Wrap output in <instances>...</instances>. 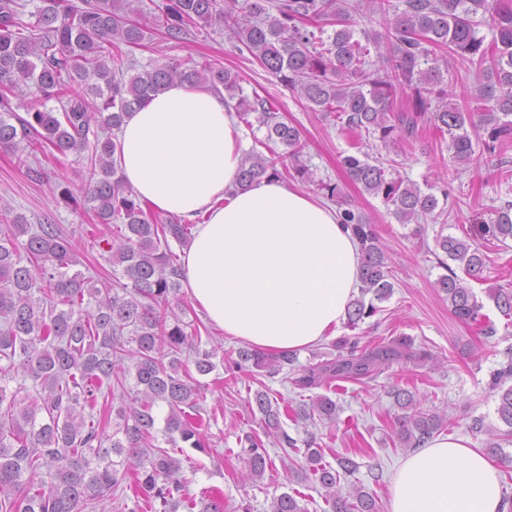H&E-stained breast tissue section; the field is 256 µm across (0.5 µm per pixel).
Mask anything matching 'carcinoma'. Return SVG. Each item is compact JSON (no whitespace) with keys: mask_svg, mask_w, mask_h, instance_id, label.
Listing matches in <instances>:
<instances>
[{"mask_svg":"<svg viewBox=\"0 0 512 512\" xmlns=\"http://www.w3.org/2000/svg\"><path fill=\"white\" fill-rule=\"evenodd\" d=\"M26 6V0H0V147L21 151L19 162L35 175L39 170L31 162L49 151L87 159L84 204L107 229L92 236V247L122 274L75 269L79 261L57 224H29L19 215L0 224V512H97L132 464L148 508L158 502L170 512L188 499L187 481L180 460L152 443L154 407L168 408L171 447L205 451L193 374L208 375L216 364L214 352L201 348L199 328L169 316L183 278L169 239L186 242L190 225L148 217L118 174L115 130L125 114L170 85L224 91L241 121L251 125L248 117L256 113L266 128L259 145L268 154L246 153L239 183L281 180L287 161L292 177L311 176L301 160L299 129L282 121L269 100L243 95L237 75L210 62L139 68L132 49L146 48L150 27L181 40L201 22L217 25L311 111L337 117L359 140L387 148L399 133L413 137L428 124L449 136L453 158L465 165L477 148L512 137V0H163L149 13L137 0H40L29 23L21 19ZM362 7L383 23L380 31L362 29L359 40L354 14ZM479 16L489 17L496 31L489 43L479 35ZM327 26L333 34L325 38ZM451 64L485 65L476 71L473 90L482 111L465 113L448 102L443 70ZM75 85L83 94L71 92ZM404 89L411 97L396 112L394 97ZM51 101L59 107L48 106ZM277 145L285 150L277 152ZM342 165L403 224L448 204L447 191L439 198L393 177L384 163H371L360 145ZM339 217L361 253L360 294L347 305L344 323L354 330L392 295V270L376 226L349 208ZM483 231L507 245L512 202L494 208ZM436 247L446 256L438 264L448 270L437 287L451 313L481 327L485 337L495 336L481 299L446 263H459L469 280L482 282L486 255L475 242L451 235L439 236ZM488 298L512 322V289L491 288ZM334 347L336 359L302 367L292 384L310 390L338 379L373 380L393 362L415 359L403 338L370 348L358 336H342ZM237 355L227 360L228 370L250 363L277 374L297 363L292 351L241 349ZM504 355L507 362L492 373L489 389L499 395L496 413L506 429L482 419L470 429L487 436L489 453L512 464L502 447L512 443V346ZM391 396L401 410V445L419 448L445 427L446 418L423 408L416 393L394 385ZM253 402L264 434L303 452L332 512H379L363 487L346 495L340 490V474L358 468L353 459L322 462L312 437L300 450L282 427L278 401L257 390ZM336 412V401L319 395L298 409L297 418L333 422ZM243 452L254 478L272 466L262 441L251 435ZM43 468L50 484L35 488L32 476ZM271 512L303 507L282 493L273 498Z\"/></svg>","mask_w":512,"mask_h":512,"instance_id":"cac0c4a2","label":"carcinoma"}]
</instances>
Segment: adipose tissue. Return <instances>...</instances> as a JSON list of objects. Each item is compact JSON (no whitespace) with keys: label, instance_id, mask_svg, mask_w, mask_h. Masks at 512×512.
I'll return each instance as SVG.
<instances>
[{"label":"adipose tissue","instance_id":"obj_1","mask_svg":"<svg viewBox=\"0 0 512 512\" xmlns=\"http://www.w3.org/2000/svg\"><path fill=\"white\" fill-rule=\"evenodd\" d=\"M244 133L221 95L174 84L121 124L115 159L144 208L192 225L184 286L206 321L266 352L333 333L358 290L360 252L337 210L277 179L237 185ZM389 512H512L498 468L469 440L409 453Z\"/></svg>","mask_w":512,"mask_h":512}]
</instances>
